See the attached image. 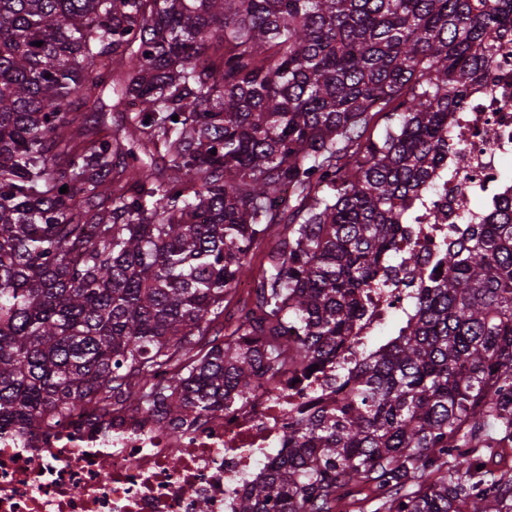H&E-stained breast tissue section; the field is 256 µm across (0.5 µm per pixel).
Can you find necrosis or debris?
Segmentation results:
<instances>
[{"instance_id":"4bbe7bcc","label":"necrosis or debris","mask_w":512,"mask_h":512,"mask_svg":"<svg viewBox=\"0 0 512 512\" xmlns=\"http://www.w3.org/2000/svg\"><path fill=\"white\" fill-rule=\"evenodd\" d=\"M467 157L456 165V153ZM449 161L419 192L398 240L387 287L364 292L357 342L310 383L256 384L243 401L189 414L160 427L155 411L89 405L0 431V512H235L248 485L284 451L282 436L301 406L320 399L351 355H370L369 341L390 321L406 329L422 286L415 268L431 271L459 249L464 228L486 220L473 207L512 198V56L492 54L466 104L448 126ZM418 267L405 261L408 249Z\"/></svg>"}]
</instances>
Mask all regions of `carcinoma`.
Masks as SVG:
<instances>
[{"label":"carcinoma","instance_id":"carcinoma-1","mask_svg":"<svg viewBox=\"0 0 512 512\" xmlns=\"http://www.w3.org/2000/svg\"><path fill=\"white\" fill-rule=\"evenodd\" d=\"M495 50L512 0H0V429L93 401L176 425L337 357ZM467 242L236 512L353 481L377 512H512V209ZM227 301H224V306H226L225 310H224V317H221L217 322L214 323L213 327H214V330H212L211 334H215V332H220L221 331V335L218 336V339H222L223 338V335H224V331H222V327L223 325L222 324H225L227 325V319L230 318V316L232 315H236L238 314V311L240 310V308H242V306L245 304V303H249L251 304L252 303V298L251 296H246V295H243L240 293V289L235 288V290L229 295L227 296ZM226 319V321H225Z\"/></svg>","mask_w":512,"mask_h":512}]
</instances>
